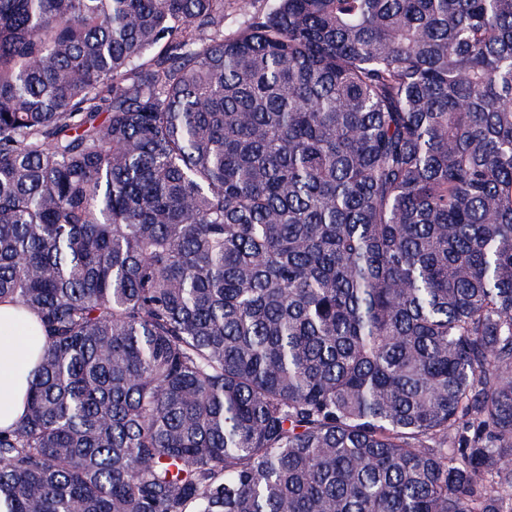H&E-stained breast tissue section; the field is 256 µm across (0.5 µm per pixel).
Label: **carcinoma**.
Here are the masks:
<instances>
[{
	"label": "carcinoma",
	"instance_id": "carcinoma-1",
	"mask_svg": "<svg viewBox=\"0 0 512 512\" xmlns=\"http://www.w3.org/2000/svg\"><path fill=\"white\" fill-rule=\"evenodd\" d=\"M7 512H512V0H0ZM14 303H0V429L15 425L25 412L32 371L45 339L30 315Z\"/></svg>",
	"mask_w": 512,
	"mask_h": 512
}]
</instances>
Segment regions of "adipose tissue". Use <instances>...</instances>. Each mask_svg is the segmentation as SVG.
I'll use <instances>...</instances> for the list:
<instances>
[{
	"instance_id": "1",
	"label": "adipose tissue",
	"mask_w": 512,
	"mask_h": 512,
	"mask_svg": "<svg viewBox=\"0 0 512 512\" xmlns=\"http://www.w3.org/2000/svg\"><path fill=\"white\" fill-rule=\"evenodd\" d=\"M44 345L31 316L15 304L0 303V429L15 425L24 414L37 354Z\"/></svg>"
}]
</instances>
